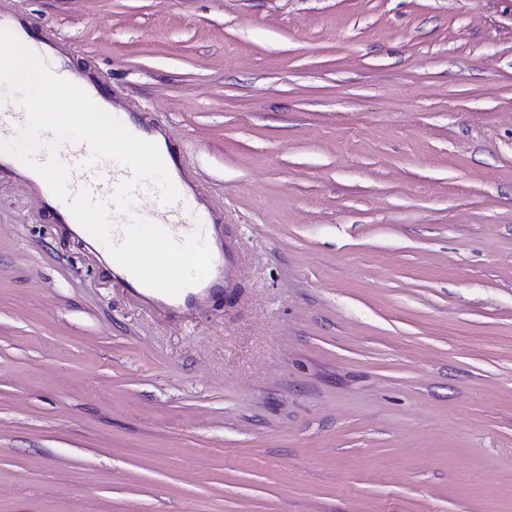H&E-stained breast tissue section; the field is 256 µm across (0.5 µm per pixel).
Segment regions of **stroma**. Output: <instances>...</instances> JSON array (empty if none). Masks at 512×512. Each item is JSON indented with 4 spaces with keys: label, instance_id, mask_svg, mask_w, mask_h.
<instances>
[{
    "label": "stroma",
    "instance_id": "obj_1",
    "mask_svg": "<svg viewBox=\"0 0 512 512\" xmlns=\"http://www.w3.org/2000/svg\"><path fill=\"white\" fill-rule=\"evenodd\" d=\"M9 2L236 264L145 303L0 175V512H512V0ZM66 80L82 88L88 96L103 110L117 118L135 136L153 142L162 157L169 177L178 191V198L171 203H162L157 190L144 183L135 191L137 200L148 202L144 209H133L136 215L146 218L164 228L183 229L181 236L174 237L181 242L194 233H200L204 239L207 226L215 229L217 251L212 254L210 274L199 284L184 288L178 295L170 296L159 292L165 299L176 302L177 307L190 309L199 300L209 297L218 290L230 288L232 284L231 266L233 246L224 240V247L218 244L219 236L215 225L223 224V212L216 209L207 199L199 183L191 174L187 165L170 150L172 135L168 122L147 109L131 104L109 88L101 80L86 74L82 70L63 69ZM153 114L154 117H147ZM167 153L169 159L163 158ZM191 217V220L187 219Z\"/></svg>",
    "mask_w": 512,
    "mask_h": 512
}]
</instances>
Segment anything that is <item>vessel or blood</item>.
Instances as JSON below:
<instances>
[{
	"instance_id": "vessel-or-blood-1",
	"label": "vessel or blood",
	"mask_w": 512,
	"mask_h": 512,
	"mask_svg": "<svg viewBox=\"0 0 512 512\" xmlns=\"http://www.w3.org/2000/svg\"><path fill=\"white\" fill-rule=\"evenodd\" d=\"M0 27L9 29L22 41L26 38L28 20L22 11L0 10ZM73 51L72 43L49 30L43 36L38 54L43 60H53L64 65L66 80L82 88L99 107L117 118L132 134L153 142L159 152L167 156L165 166L178 191V197L170 203L161 202L151 184H142L135 191L136 198L147 203L146 208L140 211L141 217L165 229H182L188 236L204 233L208 225L221 224L222 211L207 199L183 160L170 155L172 135L168 122L158 115L149 116L147 110L126 101L121 94L112 91L103 81L89 76L85 71L67 68L66 62ZM25 121L26 113L22 107L0 109V141L12 139ZM89 156L90 149L83 143H67L61 147L59 158L70 169L69 189L75 192L86 188L94 198L110 200L116 188L132 178L133 172L129 166L120 162L110 159L93 162ZM4 172L24 183L39 205L52 211L59 223L69 225L71 231L78 236H85V229L35 171L12 156L0 154V174ZM232 257L231 245L217 249L212 255L209 275L199 284L186 287L176 295L178 307L192 308L204 297L230 287Z\"/></svg>"
}]
</instances>
